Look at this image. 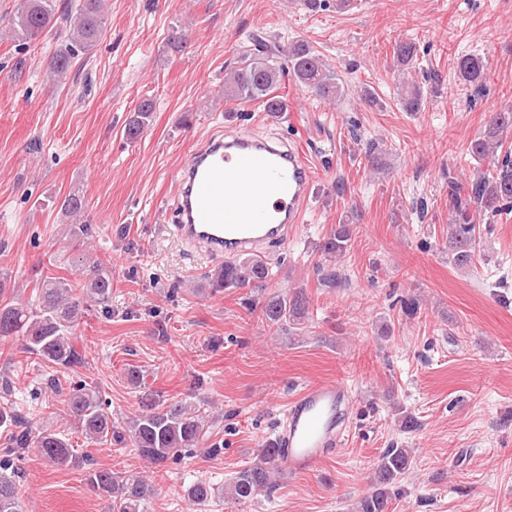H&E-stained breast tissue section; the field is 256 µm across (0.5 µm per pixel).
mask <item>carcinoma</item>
<instances>
[{
	"mask_svg": "<svg viewBox=\"0 0 512 512\" xmlns=\"http://www.w3.org/2000/svg\"><path fill=\"white\" fill-rule=\"evenodd\" d=\"M65 22V37L51 57L46 71L54 85L65 83L78 53H88L98 44L105 25L104 0H81L75 8L62 6L57 0H18L13 16L3 33L18 44L19 49L46 37L57 25ZM257 48L242 55L236 66L224 76V99L229 101H259L264 111L276 116L287 110L285 98L274 94L281 79L290 75L299 84L322 98L340 99L345 90L339 78L325 66L321 56L305 41L296 40L276 55L263 40L255 39ZM394 62L405 73L416 57L415 45L400 42L395 45ZM461 81L477 93L486 87V65L476 54H464L457 59ZM402 104L407 112H419L424 105V92L414 84L404 85ZM153 99L138 104L124 127L125 139L136 141L147 128L155 111ZM512 129V104L497 110L482 136L471 141L468 151L478 161L493 163L489 174L470 183L466 198L453 197V208L459 220L449 225L448 242L456 267L474 266L476 242L480 228L469 218L475 208L480 214L495 217L512 211V153L503 151V133ZM84 210L83 197L72 192L65 196L59 211L73 222L69 236L78 243L90 237L91 226L79 223ZM350 229L345 224L324 238L320 250L324 263L317 266L321 280L338 285L342 277L337 260L349 247ZM271 274L260 257H244L226 262L214 270L209 286L216 291L251 288L264 291ZM38 304L23 305L13 299L0 298V337L21 336L25 352L57 369H72L83 364L82 354L75 345V330L86 311L94 304H105L112 294V272L102 264L89 266L83 280L72 284L63 277H46L40 283ZM307 299L302 289L290 293H270L260 305V318L267 326L282 329L297 326L305 319ZM66 413L77 423L85 438L97 442L109 439L116 445L129 444L154 465L177 459L195 448L204 446L209 432L210 415L200 406L171 403L146 404V409L128 419L125 424L112 420L98 388L85 380L74 383L62 400ZM0 428L10 433L7 448L17 453L31 446L41 456L59 466H75L86 470L88 483L111 501L112 512H147L146 505L154 488L139 475L122 476L107 468L93 467L89 456L80 457L62 434L45 428L34 432L17 414L0 409ZM11 460L0 463V512H21L14 475L7 473ZM410 452L406 448H388L381 457L372 490L362 497L358 512H390L391 491L408 470ZM279 463L273 444L259 450V460L237 473L225 487V493L237 500L248 499L272 485ZM188 499L202 505L212 498L211 488L204 482L189 487Z\"/></svg>",
	"mask_w": 512,
	"mask_h": 512,
	"instance_id": "1",
	"label": "carcinoma"
}]
</instances>
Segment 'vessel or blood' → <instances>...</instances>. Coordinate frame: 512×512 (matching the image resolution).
<instances>
[{"label":"vessel or blood","mask_w":512,"mask_h":512,"mask_svg":"<svg viewBox=\"0 0 512 512\" xmlns=\"http://www.w3.org/2000/svg\"><path fill=\"white\" fill-rule=\"evenodd\" d=\"M314 180L294 141L241 131L210 136L177 173L173 231L191 253L216 259L283 244L304 221ZM352 405L344 383L306 384L275 429L279 464L304 474L332 455Z\"/></svg>","instance_id":"obj_1"}]
</instances>
